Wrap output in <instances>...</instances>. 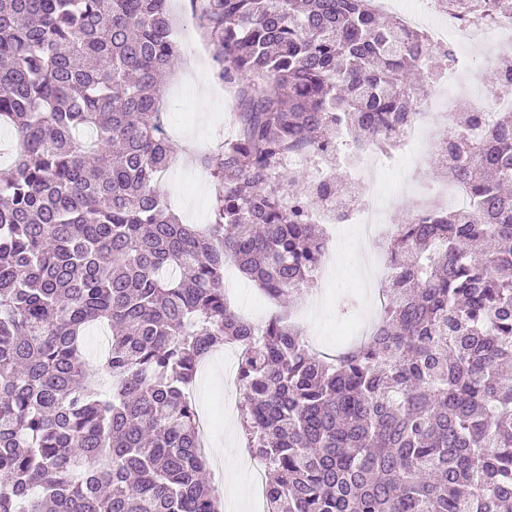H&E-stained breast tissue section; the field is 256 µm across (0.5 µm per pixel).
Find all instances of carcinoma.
Instances as JSON below:
<instances>
[{
	"instance_id": "cac0c4a2",
	"label": "carcinoma",
	"mask_w": 512,
	"mask_h": 512,
	"mask_svg": "<svg viewBox=\"0 0 512 512\" xmlns=\"http://www.w3.org/2000/svg\"><path fill=\"white\" fill-rule=\"evenodd\" d=\"M169 0H0V512H219L187 395L219 344L241 349L244 440L265 512H512V112L478 138L470 109L439 162L465 210L396 225L371 336L333 357L284 316L225 298L224 265L284 308L328 248L313 205L342 191L288 170L395 145L427 94L411 75L457 61L372 0H199L193 17L234 92L239 134L201 157L207 228L168 208L160 76L180 56ZM467 26L512 0H439ZM112 328L99 389L89 326Z\"/></svg>"
}]
</instances>
